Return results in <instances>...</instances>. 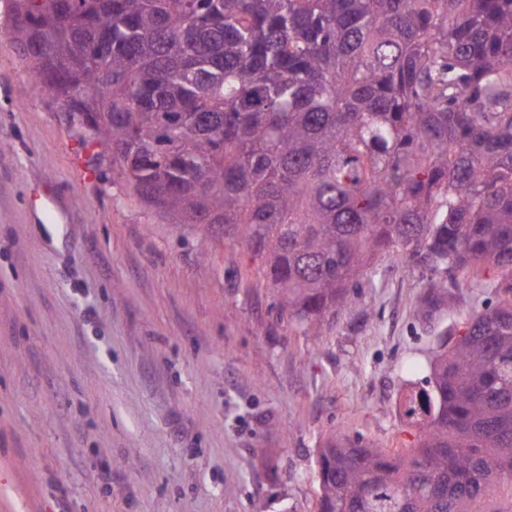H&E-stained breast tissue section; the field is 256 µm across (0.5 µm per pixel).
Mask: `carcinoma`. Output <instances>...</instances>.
<instances>
[{
	"label": "carcinoma",
	"mask_w": 512,
	"mask_h": 512,
	"mask_svg": "<svg viewBox=\"0 0 512 512\" xmlns=\"http://www.w3.org/2000/svg\"><path fill=\"white\" fill-rule=\"evenodd\" d=\"M12 0L43 90L147 206L265 255L318 335L379 254L500 271L404 416L412 454L338 433L318 512H477L512 479V0Z\"/></svg>",
	"instance_id": "obj_1"
}]
</instances>
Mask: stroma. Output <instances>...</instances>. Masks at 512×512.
<instances>
[{
	"instance_id": "1",
	"label": "stroma",
	"mask_w": 512,
	"mask_h": 512,
	"mask_svg": "<svg viewBox=\"0 0 512 512\" xmlns=\"http://www.w3.org/2000/svg\"><path fill=\"white\" fill-rule=\"evenodd\" d=\"M0 0V512H317L334 433L400 455L428 355L495 304L383 254L319 337L241 237L144 205L43 91ZM91 178H84L83 170ZM51 193L57 221L40 213ZM233 493H225L226 484Z\"/></svg>"
}]
</instances>
